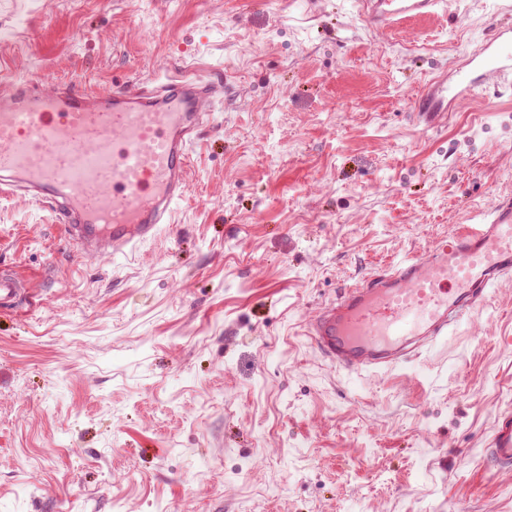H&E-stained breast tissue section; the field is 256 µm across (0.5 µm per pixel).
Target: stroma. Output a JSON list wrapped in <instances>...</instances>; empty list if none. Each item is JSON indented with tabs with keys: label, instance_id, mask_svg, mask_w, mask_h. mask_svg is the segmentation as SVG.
<instances>
[{
	"label": "stroma",
	"instance_id": "stroma-1",
	"mask_svg": "<svg viewBox=\"0 0 512 512\" xmlns=\"http://www.w3.org/2000/svg\"><path fill=\"white\" fill-rule=\"evenodd\" d=\"M512 25L446 0L376 31L356 0H0V81L98 90L224 71L173 223L84 260L0 199V512H512L484 459L512 411V282L412 361L350 371L303 324L512 198V76L446 123L429 83ZM444 91L448 92V85L445 82H437L431 90L425 94L418 103V114L426 117L431 123H436L445 117L448 112V95H444ZM32 298L31 290L15 277L5 273L0 274V311L22 310L27 301Z\"/></svg>",
	"mask_w": 512,
	"mask_h": 512
}]
</instances>
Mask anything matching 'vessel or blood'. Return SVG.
Instances as JSON below:
<instances>
[{
	"instance_id": "vessel-or-blood-1",
	"label": "vessel or blood",
	"mask_w": 512,
	"mask_h": 512,
	"mask_svg": "<svg viewBox=\"0 0 512 512\" xmlns=\"http://www.w3.org/2000/svg\"><path fill=\"white\" fill-rule=\"evenodd\" d=\"M441 0H360L376 29L436 14ZM512 73V28L468 58ZM221 80L189 76L161 88L46 92L26 81L0 87V196L28 193L48 205L66 244L109 258L156 238L187 194L190 149L210 121ZM444 83L418 103L429 122L448 110ZM512 279V199L491 204L476 224L449 230L422 253L352 285L306 322L321 353L349 369L390 367L468 322L491 288ZM31 291L0 274V311L21 310ZM496 467L512 465V421L493 438Z\"/></svg>"
}]
</instances>
